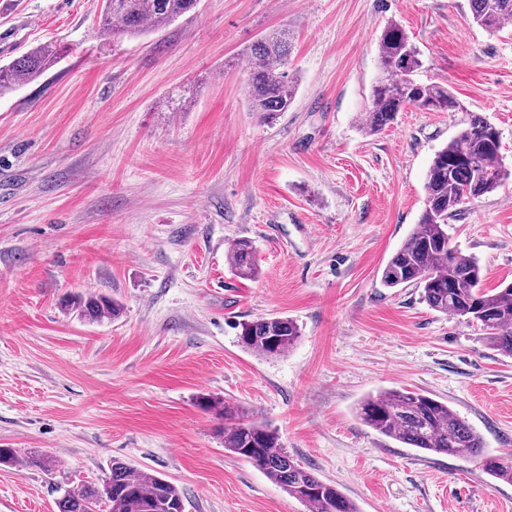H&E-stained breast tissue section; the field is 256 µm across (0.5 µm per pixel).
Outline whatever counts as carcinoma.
<instances>
[{
	"label": "carcinoma",
	"mask_w": 512,
	"mask_h": 512,
	"mask_svg": "<svg viewBox=\"0 0 512 512\" xmlns=\"http://www.w3.org/2000/svg\"><path fill=\"white\" fill-rule=\"evenodd\" d=\"M102 28L112 36L137 37L170 25L193 11L199 0H103ZM473 23L498 32L512 22V0H469ZM291 33L274 29L246 49L251 66L244 91L249 111L273 122L288 111L297 80L288 71ZM379 74L360 127L375 135L409 107L434 112H461L460 130L437 150L425 178V203L413 230L382 271L387 288L421 289L426 305L475 326L492 348L512 357V283L487 289L478 259L463 253L448 233L449 221L472 201L496 191L508 177L501 153L499 129L487 118L465 111L445 86L415 78L419 53L406 31L389 24L378 40ZM60 59L52 46L34 49L0 65V95L30 83ZM229 262L244 280L259 276L255 247L249 239L235 240ZM91 321L115 318L120 308L104 295H76L66 301ZM238 343L267 357L287 353L302 336L288 317H258L236 325ZM208 411L223 412L219 434L224 450L260 469L288 496L311 512H359L357 505L334 484L319 479L295 460L270 427L245 419L209 395L198 399ZM364 425L409 448L423 452L474 457L491 477L512 482V464L484 448L481 435L448 404L408 389H385L364 398L358 407ZM57 512H185L183 491L164 477L114 459L100 484L66 491L56 500Z\"/></svg>",
	"instance_id": "cac0c4a2"
}]
</instances>
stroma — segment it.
<instances>
[{
  "mask_svg": "<svg viewBox=\"0 0 512 512\" xmlns=\"http://www.w3.org/2000/svg\"><path fill=\"white\" fill-rule=\"evenodd\" d=\"M101 9L0 0V31L16 33L0 64L61 53L0 96V448L53 460L0 467V512H57L60 489L101 481L115 457L180 487L186 512H308L225 451L202 394L278 431L359 512H512V483L477 459L406 447L356 414L378 391H421L512 460V358L418 288L381 283L464 112L358 128L396 22L422 54L419 79L495 124L512 164V25L485 32L468 0H200L115 37ZM282 25L299 89L267 124L247 108L245 50ZM449 232L485 287L512 282V176ZM240 238L257 249L252 281L226 257ZM75 292L123 312L83 320L61 305ZM269 315L302 329L272 358L234 329Z\"/></svg>",
  "mask_w": 512,
  "mask_h": 512,
  "instance_id": "obj_1",
  "label": "stroma"
}]
</instances>
